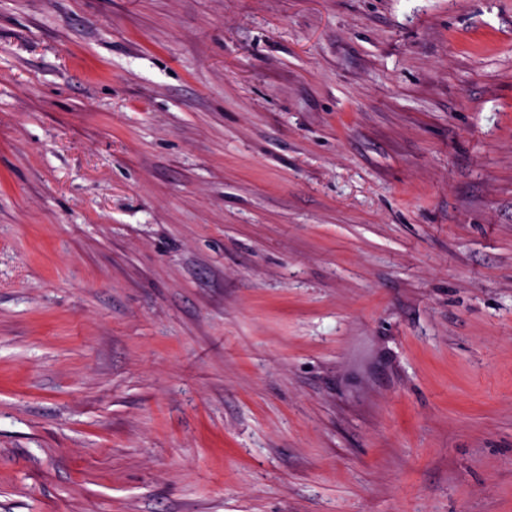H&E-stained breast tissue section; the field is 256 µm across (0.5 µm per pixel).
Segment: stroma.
Wrapping results in <instances>:
<instances>
[{
  "mask_svg": "<svg viewBox=\"0 0 512 512\" xmlns=\"http://www.w3.org/2000/svg\"><path fill=\"white\" fill-rule=\"evenodd\" d=\"M0 512H512V0H0Z\"/></svg>",
  "mask_w": 512,
  "mask_h": 512,
  "instance_id": "obj_1",
  "label": "stroma"
}]
</instances>
